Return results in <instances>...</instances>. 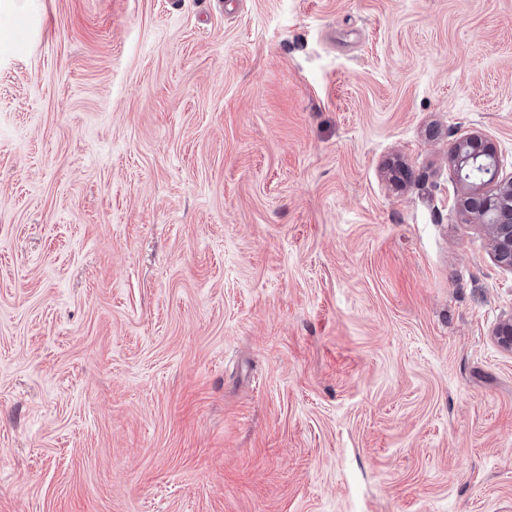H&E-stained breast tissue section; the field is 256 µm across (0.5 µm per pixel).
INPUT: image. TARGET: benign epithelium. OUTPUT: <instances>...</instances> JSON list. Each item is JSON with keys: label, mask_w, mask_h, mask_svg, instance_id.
<instances>
[{"label": "benign epithelium", "mask_w": 512, "mask_h": 512, "mask_svg": "<svg viewBox=\"0 0 512 512\" xmlns=\"http://www.w3.org/2000/svg\"><path fill=\"white\" fill-rule=\"evenodd\" d=\"M461 193L454 207L488 231L495 261L512 269V176H500L492 146L480 136L464 134L448 148Z\"/></svg>", "instance_id": "1"}]
</instances>
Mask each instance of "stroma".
Segmentation results:
<instances>
[{
    "instance_id": "obj_1",
    "label": "stroma",
    "mask_w": 512,
    "mask_h": 512,
    "mask_svg": "<svg viewBox=\"0 0 512 512\" xmlns=\"http://www.w3.org/2000/svg\"><path fill=\"white\" fill-rule=\"evenodd\" d=\"M0 512H512V0H0ZM457 181L462 190L455 193L454 207L472 216L488 231L495 261L512 269V176L500 177L492 146L475 134H464L448 148ZM482 169L485 179L470 181L463 172L473 166ZM492 186L491 191L485 189Z\"/></svg>"
}]
</instances>
